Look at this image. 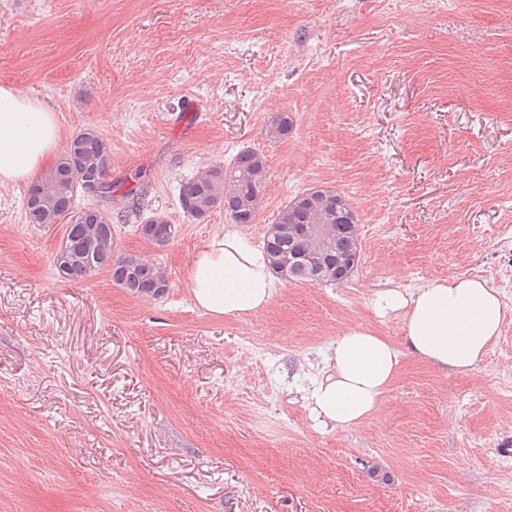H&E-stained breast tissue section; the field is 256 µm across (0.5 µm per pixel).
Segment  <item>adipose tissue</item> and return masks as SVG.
Masks as SVG:
<instances>
[{"instance_id":"1","label":"adipose tissue","mask_w":512,"mask_h":512,"mask_svg":"<svg viewBox=\"0 0 512 512\" xmlns=\"http://www.w3.org/2000/svg\"><path fill=\"white\" fill-rule=\"evenodd\" d=\"M59 141L54 113L15 87L0 85V184L30 177ZM188 284L196 305L235 319L264 309L275 282L264 251L234 232L212 239L195 258ZM378 316L403 311L409 353L435 367L476 369L500 336L507 310L486 281L455 276L410 292L389 288L372 299ZM397 349L356 325L337 336L309 400L319 417L345 428L368 420L399 367Z\"/></svg>"}]
</instances>
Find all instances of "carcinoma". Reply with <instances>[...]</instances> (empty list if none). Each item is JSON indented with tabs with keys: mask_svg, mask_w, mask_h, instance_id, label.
<instances>
[{
	"mask_svg": "<svg viewBox=\"0 0 512 512\" xmlns=\"http://www.w3.org/2000/svg\"><path fill=\"white\" fill-rule=\"evenodd\" d=\"M292 126L286 114L272 117L266 126L268 140L276 141L288 135ZM111 153L107 141L91 128L73 135L57 160L48 167L27 192L26 218L28 223L41 225L69 224L65 245L67 255L56 253L55 267L59 274L73 282L86 280V276L68 269L67 258L78 260L80 266L90 269V275L108 272L112 283L134 296L160 297L169 288L165 268L140 255H117L114 249L112 226L122 224L130 216H139L144 189L132 176L135 186L120 194L126 199L125 209L114 214L109 205L114 193L122 188L109 177ZM85 170L94 171L101 183L98 205L80 207L77 204L81 190L76 183ZM267 183V168L261 154L244 150L224 165L214 164L181 184L178 200L182 210L195 219H203L218 208L235 224H254L259 215ZM274 223L283 226L277 237L266 240L269 260L288 264V250L294 243L306 252L326 247L322 261L332 269L317 275L309 266L288 273V282L321 285L338 283L346 279L336 274L350 256L355 236L344 232L346 224L359 223L354 208L341 193L313 187L292 198L278 212ZM139 235L157 248L166 247L175 236V227L167 220L156 217L135 225Z\"/></svg>",
	"mask_w": 512,
	"mask_h": 512,
	"instance_id": "1",
	"label": "carcinoma"
}]
</instances>
